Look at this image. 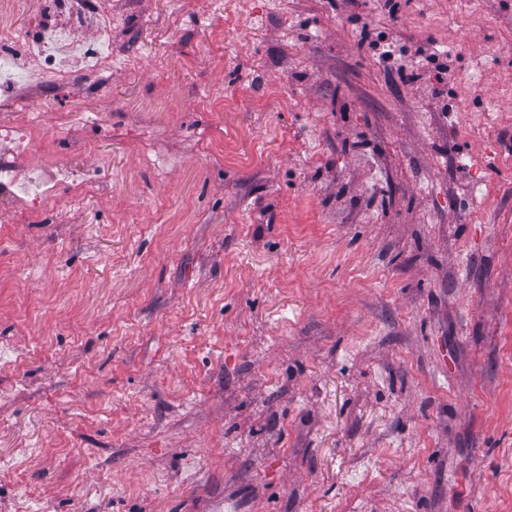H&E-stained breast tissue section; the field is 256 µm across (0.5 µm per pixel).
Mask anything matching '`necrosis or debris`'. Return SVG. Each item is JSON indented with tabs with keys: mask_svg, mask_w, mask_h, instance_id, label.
<instances>
[{
	"mask_svg": "<svg viewBox=\"0 0 512 512\" xmlns=\"http://www.w3.org/2000/svg\"><path fill=\"white\" fill-rule=\"evenodd\" d=\"M92 0H45L37 22L14 30L0 19V92L9 105L30 111L36 98L76 82L84 83L97 96L107 92L112 73V13L98 10L96 36L86 42L76 31ZM24 56L35 57V68L22 66ZM41 133L39 123L0 122V143H8V153H0V211L42 215L58 187L72 191L73 200H83L95 183H106L110 175L101 171L97 182L78 179L60 163L37 167L28 161Z\"/></svg>",
	"mask_w": 512,
	"mask_h": 512,
	"instance_id": "obj_1",
	"label": "necrosis or debris"
}]
</instances>
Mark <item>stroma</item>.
I'll return each instance as SVG.
<instances>
[{
  "instance_id": "1",
  "label": "stroma",
  "mask_w": 512,
  "mask_h": 512,
  "mask_svg": "<svg viewBox=\"0 0 512 512\" xmlns=\"http://www.w3.org/2000/svg\"><path fill=\"white\" fill-rule=\"evenodd\" d=\"M99 3L39 120L112 179L0 216V512H512V0Z\"/></svg>"
}]
</instances>
